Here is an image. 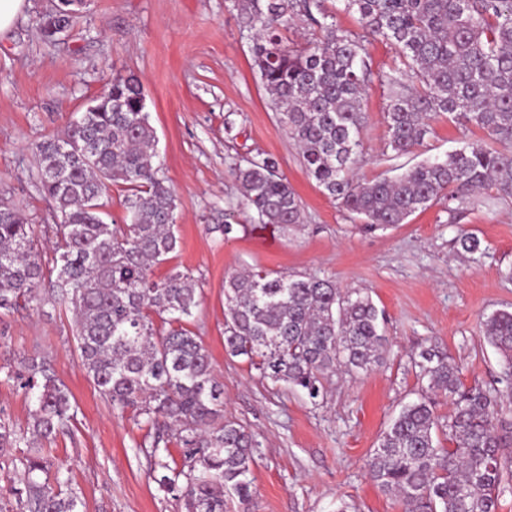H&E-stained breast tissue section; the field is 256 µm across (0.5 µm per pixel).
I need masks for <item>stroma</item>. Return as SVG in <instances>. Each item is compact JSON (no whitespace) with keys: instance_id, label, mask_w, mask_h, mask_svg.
I'll return each mask as SVG.
<instances>
[{"instance_id":"1","label":"stroma","mask_w":512,"mask_h":512,"mask_svg":"<svg viewBox=\"0 0 512 512\" xmlns=\"http://www.w3.org/2000/svg\"><path fill=\"white\" fill-rule=\"evenodd\" d=\"M58 4L25 0L0 32V200L21 207L30 223H53L35 146L62 133L108 89L113 73L139 79L159 140V175L177 204L179 245L151 275L159 280L178 269L202 281L200 304L183 326L199 336L224 385L225 418L260 443L247 510L230 499L225 512H336L342 503L348 512H403L366 463L401 406L425 389L412 360L432 343L461 368L465 385L496 386L512 419V384L502 381L501 358L480 332L485 316L512 307V280L502 276L512 266L511 201L489 205L480 191L454 210L438 204L406 223L365 229L307 175L269 106L232 0H85L68 32L50 41L38 20ZM389 104L387 88L372 83L363 101L362 180L489 140L479 127L441 115L413 154L392 157ZM229 112L237 119L230 132ZM260 153L278 160L302 202V223L284 232L254 227L232 171ZM230 209L238 226L226 239L214 227ZM463 229L482 239L485 256L461 253L455 238ZM243 268L317 275L341 290L368 292L385 318L382 362L366 373L337 372L315 403L260 378L224 351V277ZM23 356L50 363L74 397V420L30 452L60 471L62 491L79 496L81 512H181L152 478L149 425L134 411H113L86 376L72 311L53 302L48 288L0 312V420L17 430L26 429L33 401L6 372Z\"/></svg>"}]
</instances>
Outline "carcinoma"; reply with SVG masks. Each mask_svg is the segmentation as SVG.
Here are the masks:
<instances>
[{
    "label": "carcinoma",
    "instance_id": "obj_1",
    "mask_svg": "<svg viewBox=\"0 0 512 512\" xmlns=\"http://www.w3.org/2000/svg\"><path fill=\"white\" fill-rule=\"evenodd\" d=\"M235 0L239 27L251 34L257 74L278 121L300 149L306 173L329 197L370 227L404 223L435 204L466 202L478 189L512 198V0ZM353 13L359 31L336 26ZM299 19L312 31L301 46L283 44L280 27ZM369 36L394 46L388 70L374 73ZM390 96L388 148L409 154L430 133L431 117L454 115L500 144L471 143L444 160H426L393 178L360 181L362 100L373 80ZM41 191L57 223L43 229L16 206L0 202V310H14L42 282L72 307L81 367L120 413L150 424L164 419L181 449L180 462L154 463L153 479L184 512H224L231 496L245 506L253 495L255 435L224 419V388L209 353L182 322L200 302L203 283L172 270L160 280L151 268L169 259L175 234L173 192L154 165L157 136L139 81L116 74L62 138L37 146ZM256 221L286 230L301 223L302 203L276 159L252 158L235 169ZM125 186L130 222L108 224L103 195ZM53 236L42 260L39 235ZM461 251L485 253L482 240L460 231ZM161 319L154 323L153 316ZM486 342L512 377V307L487 315ZM224 350L244 357L274 383L324 396V380L343 367L368 372L387 350L384 318L366 292H343L318 276L250 269L224 278ZM427 394L405 405L381 433L367 461L371 479L397 495L405 512H497L501 485L512 480L505 449L512 424L502 419L489 389L467 387L448 353H419ZM32 391L25 431L0 421V459L29 444L51 441L75 415L68 388L43 360L23 358L18 372ZM448 399L450 448L435 439L436 397ZM23 467L9 490L17 512H80L79 499L41 479L39 457L11 459Z\"/></svg>",
    "mask_w": 512,
    "mask_h": 512
}]
</instances>
